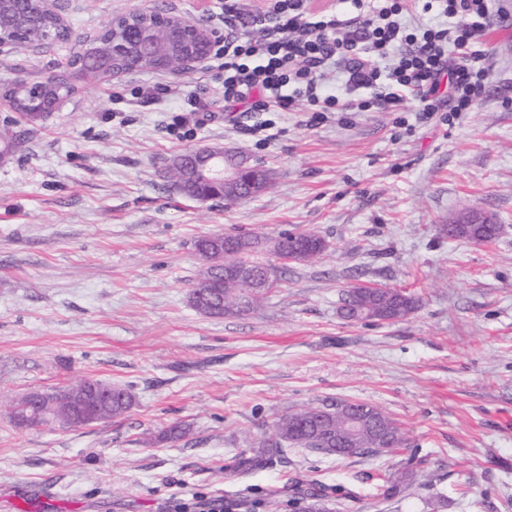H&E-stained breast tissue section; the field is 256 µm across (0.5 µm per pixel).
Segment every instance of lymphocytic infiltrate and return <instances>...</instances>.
Wrapping results in <instances>:
<instances>
[{
    "instance_id": "obj_1",
    "label": "lymphocytic infiltrate",
    "mask_w": 512,
    "mask_h": 512,
    "mask_svg": "<svg viewBox=\"0 0 512 512\" xmlns=\"http://www.w3.org/2000/svg\"><path fill=\"white\" fill-rule=\"evenodd\" d=\"M433 21L417 22L418 14ZM512 20V0H268L243 11L224 0V44L215 53L224 72L228 112L472 111L493 83L496 62L484 37ZM338 73L340 89L327 82Z\"/></svg>"
}]
</instances>
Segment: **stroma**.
Wrapping results in <instances>:
<instances>
[{
	"label": "stroma",
	"mask_w": 512,
	"mask_h": 512,
	"mask_svg": "<svg viewBox=\"0 0 512 512\" xmlns=\"http://www.w3.org/2000/svg\"><path fill=\"white\" fill-rule=\"evenodd\" d=\"M74 35L40 50L0 48V82L66 70L112 18L157 6L216 31L224 0H56ZM494 83L474 110L248 112L231 123L221 74H180L184 92L145 101L164 72L77 81L76 94L0 162V512H170L182 489L234 499L239 512L287 505L297 475L338 487L327 512H512V28L489 34ZM212 113L189 137L175 115ZM273 121L267 142L246 133ZM222 145L269 169L253 197L198 203L164 168ZM478 211L502 225L488 244L442 227ZM325 237L311 264L282 267L245 314L212 317L189 301L210 234ZM377 283L413 294L393 322H351L343 289ZM96 378L128 389L125 414L80 427L15 426L7 405ZM365 402L401 427L406 450L359 457L283 447L236 470L279 417ZM186 427L170 440V425ZM412 471L406 496L387 476Z\"/></svg>",
	"instance_id": "35a3bbf8"
}]
</instances>
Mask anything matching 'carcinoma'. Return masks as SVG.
<instances>
[{
  "instance_id": "cac0c4a2",
  "label": "carcinoma",
  "mask_w": 512,
  "mask_h": 512,
  "mask_svg": "<svg viewBox=\"0 0 512 512\" xmlns=\"http://www.w3.org/2000/svg\"><path fill=\"white\" fill-rule=\"evenodd\" d=\"M153 27L145 28L137 23L122 22L115 58L107 65L99 62L93 45L99 41L112 39V30L104 29L95 38L83 41L82 52L76 55L72 64L77 66L80 76L97 81H108L114 74L140 72L141 60L149 58L165 44L179 41L180 27L171 23L173 16L163 8H155L149 13ZM67 41L69 29L62 25L56 12L47 8L32 17V41ZM75 92V86L67 76L51 75L39 81L17 77L0 86V101L20 115L28 126L39 124L55 106L69 99ZM19 137L5 126L0 129V152L6 156L14 154ZM255 187H243L241 193L226 201H240L250 195L267 190L272 185L268 171L262 167H251ZM172 186L185 197L204 202L207 187L190 173L173 171L170 173ZM458 238L484 242L493 241L499 235V225L491 216L474 211H465L456 217ZM280 245L288 248L295 243L302 245V262L312 263L327 250L325 238L311 233H285L279 238ZM195 247L209 250L215 255H224L226 262L250 266L258 271L271 267V263L261 259L265 244L257 236L242 234H213L199 238ZM265 288H252L245 282H237L224 277V268L213 273L210 284L197 283L190 293V303L198 312L209 316L241 314L256 308L264 295ZM417 300L409 294H401L396 289L372 293L365 288L354 286L342 295L341 310L344 317L353 321L373 320L383 316L396 321L401 320L416 309ZM104 391L113 392L112 405L100 404L95 394ZM32 397L42 399V408L32 407L27 398H21L10 406L9 416L18 427L37 429L44 426H79L75 411L83 404L90 405L93 417L84 420L91 425L123 415L132 405V395L125 388L113 387L111 383L99 379H85L78 384L58 392L30 393ZM350 407H368V420L361 431L357 446L360 448H379L381 453H393L403 447L406 439L401 428L380 408L364 402H350ZM313 407L295 409L283 414L274 425L273 435L260 442L252 456L242 459V464L250 468L266 464L269 457L284 445L302 447L310 450L322 445L320 453L336 454V449L345 446L347 415L332 408L326 417L318 420L310 418ZM413 473L405 472L397 478H390L381 486V495L394 498L407 492L413 485ZM335 489L319 482L307 483L295 478L288 484V503L297 504L311 501L318 510L324 509Z\"/></svg>"
}]
</instances>
